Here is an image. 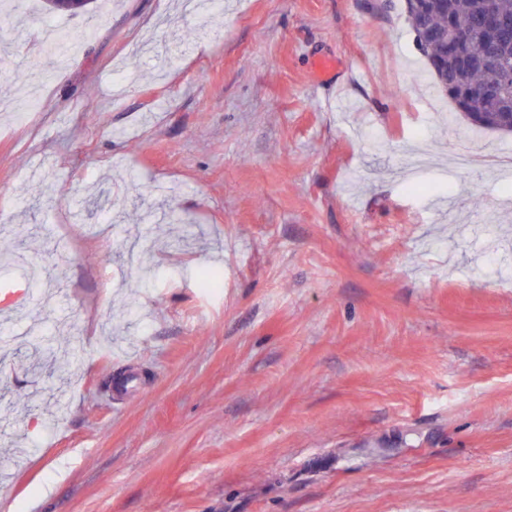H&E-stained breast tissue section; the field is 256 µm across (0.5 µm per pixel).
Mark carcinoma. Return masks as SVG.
<instances>
[{
    "label": "carcinoma",
    "mask_w": 512,
    "mask_h": 512,
    "mask_svg": "<svg viewBox=\"0 0 512 512\" xmlns=\"http://www.w3.org/2000/svg\"><path fill=\"white\" fill-rule=\"evenodd\" d=\"M493 10L512 20V0H448L431 12L422 11L413 0H405L407 21L420 52L427 60L433 85L452 100L456 113L471 125L512 134V85L491 99L469 93L470 86L494 73L500 58L489 54L491 35L483 28L482 16ZM463 37V53L451 51L448 35Z\"/></svg>",
    "instance_id": "carcinoma-1"
}]
</instances>
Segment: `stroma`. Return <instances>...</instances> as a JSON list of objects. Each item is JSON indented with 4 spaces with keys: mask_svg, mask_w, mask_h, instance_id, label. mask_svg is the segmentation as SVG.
<instances>
[{
    "mask_svg": "<svg viewBox=\"0 0 512 512\" xmlns=\"http://www.w3.org/2000/svg\"><path fill=\"white\" fill-rule=\"evenodd\" d=\"M33 2L0 512H512V135L454 118L404 0Z\"/></svg>",
    "mask_w": 512,
    "mask_h": 512,
    "instance_id": "stroma-1",
    "label": "stroma"
}]
</instances>
